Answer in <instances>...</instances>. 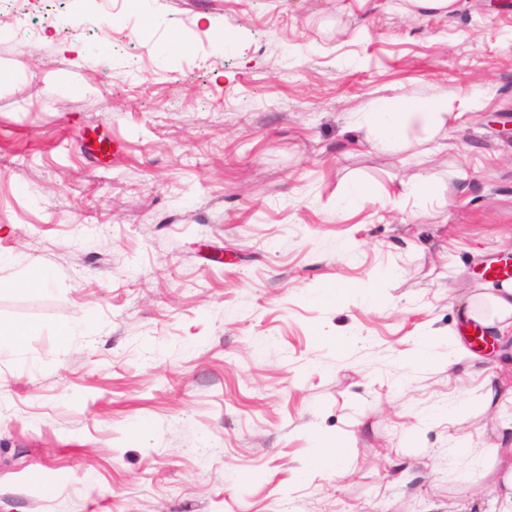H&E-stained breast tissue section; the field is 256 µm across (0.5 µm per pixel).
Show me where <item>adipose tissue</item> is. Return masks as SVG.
Listing matches in <instances>:
<instances>
[{
    "label": "adipose tissue",
    "instance_id": "adipose-tissue-1",
    "mask_svg": "<svg viewBox=\"0 0 512 512\" xmlns=\"http://www.w3.org/2000/svg\"><path fill=\"white\" fill-rule=\"evenodd\" d=\"M453 105L447 95L428 97L402 96L379 98L372 102L364 120L378 143L393 148L402 145L410 128L417 127L428 135H435L443 124L444 114ZM491 315L479 313L472 304H465L462 315L483 323L500 336L512 335V283H502L487 295Z\"/></svg>",
    "mask_w": 512,
    "mask_h": 512
}]
</instances>
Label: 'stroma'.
I'll return each instance as SVG.
<instances>
[{"instance_id":"obj_1","label":"stroma","mask_w":512,"mask_h":512,"mask_svg":"<svg viewBox=\"0 0 512 512\" xmlns=\"http://www.w3.org/2000/svg\"><path fill=\"white\" fill-rule=\"evenodd\" d=\"M403 7L0 8V322L41 325L0 356V512H500L512 396L485 378L512 341L458 359V301L512 253V0ZM477 91L425 160L419 130L395 150L362 123ZM355 182L376 197L348 205ZM41 267L49 290L14 288ZM322 439L345 476L303 474ZM407 11L421 14L423 11L431 14H450L460 8L459 0H407Z\"/></svg>"}]
</instances>
